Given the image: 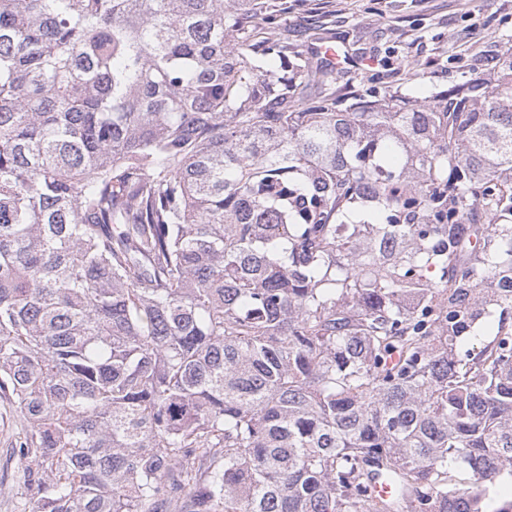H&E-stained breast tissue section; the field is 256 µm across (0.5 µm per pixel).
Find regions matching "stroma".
Here are the masks:
<instances>
[{"label":"stroma","instance_id":"stroma-1","mask_svg":"<svg viewBox=\"0 0 512 512\" xmlns=\"http://www.w3.org/2000/svg\"><path fill=\"white\" fill-rule=\"evenodd\" d=\"M289 38L306 49L315 36L355 61L346 95L361 86L425 97L496 61L512 41V0H288ZM20 428L0 418V512H20L23 465L9 446Z\"/></svg>","mask_w":512,"mask_h":512}]
</instances>
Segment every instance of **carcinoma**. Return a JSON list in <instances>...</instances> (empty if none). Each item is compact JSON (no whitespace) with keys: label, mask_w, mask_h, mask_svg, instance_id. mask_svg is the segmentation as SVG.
Returning a JSON list of instances; mask_svg holds the SVG:
<instances>
[{"label":"carcinoma","mask_w":512,"mask_h":512,"mask_svg":"<svg viewBox=\"0 0 512 512\" xmlns=\"http://www.w3.org/2000/svg\"><path fill=\"white\" fill-rule=\"evenodd\" d=\"M288 0H0L23 512H512V46L411 97Z\"/></svg>","instance_id":"carcinoma-1"}]
</instances>
